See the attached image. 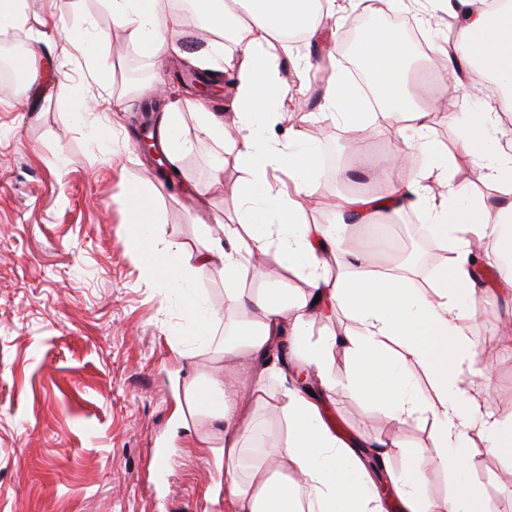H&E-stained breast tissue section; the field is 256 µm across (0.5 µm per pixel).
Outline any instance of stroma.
I'll use <instances>...</instances> for the list:
<instances>
[{
	"label": "stroma",
	"instance_id": "35a3bbf8",
	"mask_svg": "<svg viewBox=\"0 0 512 512\" xmlns=\"http://www.w3.org/2000/svg\"><path fill=\"white\" fill-rule=\"evenodd\" d=\"M30 28L24 47L38 46L37 76L25 72L24 56L12 67L21 87L0 94V512H234L230 500L211 505L207 491L216 478L208 459L187 451L189 416L183 386L194 375L219 367L212 350L199 346L192 364L170 351L190 340L178 292L161 296L145 282L127 249L126 198L147 191L156 207V234L181 249L194 250L202 224L238 219L230 188L242 172L225 144L199 135L192 117L184 131L190 148L182 174L167 177L137 150L146 118L163 112L160 94L125 97L129 60L137 48L114 28L102 0H26ZM98 41L104 66L90 73L71 30ZM451 34L444 15L425 21L420 59L436 92L450 71L436 67L434 44ZM329 64L305 77L288 73L299 111L272 129L285 137L302 129L308 145L330 154V167L311 178L327 195L342 191L368 200L386 198L387 185L374 158L394 151V126L377 113L350 126L323 114V85ZM87 87L124 98L117 110L75 115L64 87ZM485 96L467 107L448 99L450 118H435L430 135L452 158L456 182L470 185L489 203L500 201L498 186L473 181L474 167L460 151L455 130L467 112L481 109ZM363 140L368 160L341 163L343 150ZM224 166L226 191L211 189L209 174ZM505 265L482 255L478 275L487 296L467 299L462 322L467 343L490 362L492 373L479 397L483 412L512 418V293L499 290ZM194 286L220 318L213 341L234 324L224 305V271L212 267ZM353 366L336 351L329 388L318 391L323 423L345 445L392 431L390 422L349 390ZM405 451L387 468L408 469L410 453L429 446L430 422L411 421L397 431ZM512 461L481 451L470 477L487 491L488 512H512Z\"/></svg>",
	"mask_w": 512,
	"mask_h": 512
}]
</instances>
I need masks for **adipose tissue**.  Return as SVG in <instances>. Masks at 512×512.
<instances>
[{"instance_id":"adipose-tissue-1","label":"adipose tissue","mask_w":512,"mask_h":512,"mask_svg":"<svg viewBox=\"0 0 512 512\" xmlns=\"http://www.w3.org/2000/svg\"><path fill=\"white\" fill-rule=\"evenodd\" d=\"M355 2L195 0V11L211 34L198 68L215 78L234 75V117L224 121L201 98L185 97L171 104L160 125L169 133L168 157L174 166L189 146L182 128L184 114L194 116L206 137L229 142L235 161L247 172L236 187L238 221L209 227L192 252L173 243L161 245L147 196L137 191L126 200L132 226L129 248L146 280L171 288L221 265L224 304L240 318L233 338L224 339L220 347L223 375L191 379L185 389L188 414L206 423L191 445L211 458L218 474L211 501L230 497L235 512H383L378 485L365 478L361 458L348 455L321 423L313 396L287 386V371L271 359L275 341L286 336L296 365L323 379L336 350H344L354 364L353 390L393 427L416 419L435 426L436 441L415 451L412 473L392 479L402 512H486L481 483L464 482L438 503L417 488L412 474L427 467L470 472L480 447L512 459V421L481 412L479 378L484 368L459 329L465 316L459 295L475 293L478 285L472 245L489 242L500 251L512 243V200L491 207L472 200L468 186L455 183L447 154L429 137L437 107L419 102L408 66L412 47L388 28L362 34L356 55L400 138L395 152L383 159V168L396 169L418 154L432 160L429 170L416 173L407 184L389 187L397 204L411 199L423 204L435 247L451 255L432 287H413L404 273L363 274L361 268L376 256L375 248L348 245L327 225L305 221L307 210L329 209L338 213L342 225L364 224L373 206L367 200L319 193L309 174L320 155L303 145L300 131H292L284 141L268 134L270 124L295 109L286 68L298 72L308 65L294 53L287 39L291 33L331 61L323 94L326 114L350 124L362 121L359 89L335 44L324 39L329 20ZM437 2L454 22L448 40L436 48L454 66L453 94L468 99L476 74L500 88L485 107L469 113L457 130V143L472 157L479 182L512 190V134L503 131L501 120L512 112V0ZM105 4L114 24L157 71L154 82L134 88V95L163 90L162 71L175 44L167 0ZM267 256L303 281V289L240 288L243 273L261 276L255 260ZM339 308L356 321L355 331L308 342L311 325ZM414 374L424 378L425 396L414 392ZM273 377L281 380V388L266 387ZM258 407L284 419L287 435L281 444L246 446L240 426Z\"/></svg>"}]
</instances>
